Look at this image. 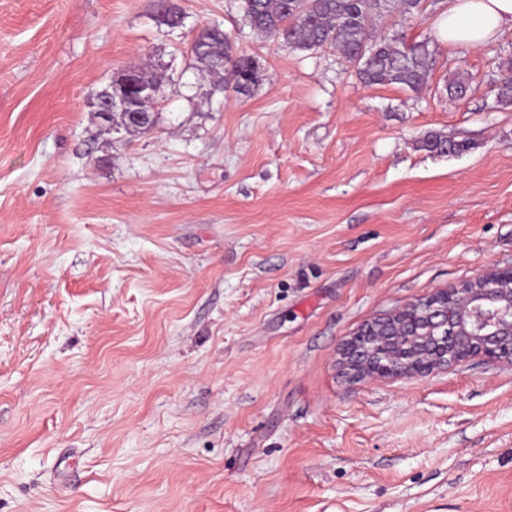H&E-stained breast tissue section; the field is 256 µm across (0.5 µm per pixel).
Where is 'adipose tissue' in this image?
<instances>
[{
	"label": "adipose tissue",
	"instance_id": "adipose-tissue-1",
	"mask_svg": "<svg viewBox=\"0 0 512 512\" xmlns=\"http://www.w3.org/2000/svg\"><path fill=\"white\" fill-rule=\"evenodd\" d=\"M443 39L463 49H482L512 31V0H448L440 24Z\"/></svg>",
	"mask_w": 512,
	"mask_h": 512
}]
</instances>
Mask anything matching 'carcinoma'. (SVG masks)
Masks as SVG:
<instances>
[{
    "label": "carcinoma",
    "mask_w": 512,
    "mask_h": 512,
    "mask_svg": "<svg viewBox=\"0 0 512 512\" xmlns=\"http://www.w3.org/2000/svg\"><path fill=\"white\" fill-rule=\"evenodd\" d=\"M244 17L250 27L294 49L338 51L357 67L369 85L400 84L411 90L427 86L435 63V48L430 40L406 44L400 38H376L370 30L372 11L381 0H242ZM156 23L173 31L181 27L182 14L177 7L155 16ZM196 65L224 74V81L235 78L236 71L221 67L218 61L230 57L229 36L220 27L201 30L192 43ZM425 150L460 153L463 143L440 135H430L422 143Z\"/></svg>",
    "instance_id": "carcinoma-1"
}]
</instances>
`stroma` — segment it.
<instances>
[{
	"label": "stroma",
	"instance_id": "1",
	"mask_svg": "<svg viewBox=\"0 0 512 512\" xmlns=\"http://www.w3.org/2000/svg\"><path fill=\"white\" fill-rule=\"evenodd\" d=\"M447 2L373 14L434 39L414 91L240 0H177L172 33L153 0H0V512H512V366L338 365L361 325L512 266V32L438 40ZM214 24L250 94L196 66ZM139 68L156 124L108 130L87 103ZM422 148L432 153L448 154L463 152L468 148V146L464 143L455 142L440 135H429L423 141Z\"/></svg>",
	"mask_w": 512,
	"mask_h": 512
}]
</instances>
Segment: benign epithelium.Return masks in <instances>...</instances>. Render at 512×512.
Instances as JSON below:
<instances>
[{"mask_svg": "<svg viewBox=\"0 0 512 512\" xmlns=\"http://www.w3.org/2000/svg\"><path fill=\"white\" fill-rule=\"evenodd\" d=\"M115 93L97 101L102 112L119 110L131 125L148 114L129 111V94L141 102L152 92L127 70L112 78ZM480 357L512 365V266L490 270L458 288L433 292L364 324L340 348L343 369L365 377H424Z\"/></svg>", "mask_w": 512, "mask_h": 512, "instance_id": "benign-epithelium-1", "label": "benign epithelium"}]
</instances>
